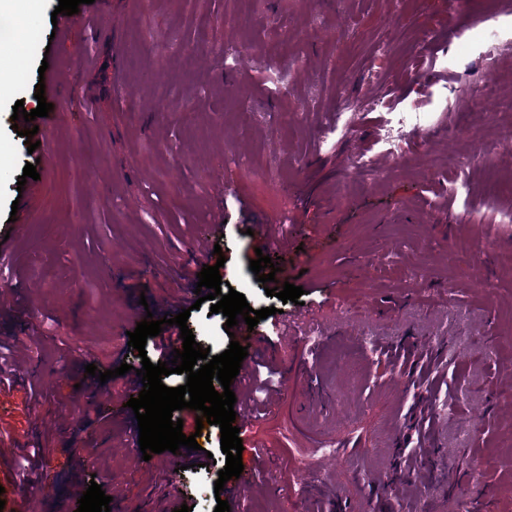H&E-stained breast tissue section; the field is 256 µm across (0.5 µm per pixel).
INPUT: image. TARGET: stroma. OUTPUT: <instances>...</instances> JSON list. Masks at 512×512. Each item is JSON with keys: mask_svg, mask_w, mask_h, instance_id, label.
<instances>
[{"mask_svg": "<svg viewBox=\"0 0 512 512\" xmlns=\"http://www.w3.org/2000/svg\"><path fill=\"white\" fill-rule=\"evenodd\" d=\"M36 2L0 98V340L22 372L21 386L0 390V430L18 442L0 457V512L48 482L61 490L41 512H68L92 482L113 512H214L219 426L201 430L205 469H181L168 451L143 460L124 446V380L103 384L85 367L140 366L128 332L162 298L193 299L184 267L215 264L253 309L275 307L238 341L278 368L284 394L252 430L264 466L242 452L245 472L263 479L230 498L231 512H334L337 493L361 491L366 512H389L401 435L410 466L426 441L444 463L401 486V512H462L476 500L512 512V223L500 221L512 211V149L492 117L512 101V41L485 25L495 16L512 31L504 0H109L103 10L87 0L67 28L51 23L59 0ZM488 53L499 56L493 77L481 67ZM283 62L284 92L271 81ZM40 82L52 122H13L16 101L37 107ZM338 98L358 104L350 128L316 147ZM393 112L421 113L407 132L433 140L386 149ZM32 124L31 152L22 133ZM366 152L379 160L373 180L355 164ZM28 163L40 178L19 184ZM341 181L351 186L342 200ZM283 222L275 278L306 287L297 304L267 296L249 268L259 242L248 225ZM475 227L482 281L449 262L446 245ZM210 307L187 324L215 356L231 339ZM342 325L351 333L336 337ZM304 357L324 385L356 382L352 405L318 419L345 446L326 462L317 501L288 474L310 412L305 382L286 367ZM436 398L454 410L434 416ZM27 442L47 450L31 471L13 463ZM464 454L479 455L480 473L458 467Z\"/></svg>", "mask_w": 512, "mask_h": 512, "instance_id": "stroma-1", "label": "stroma"}]
</instances>
